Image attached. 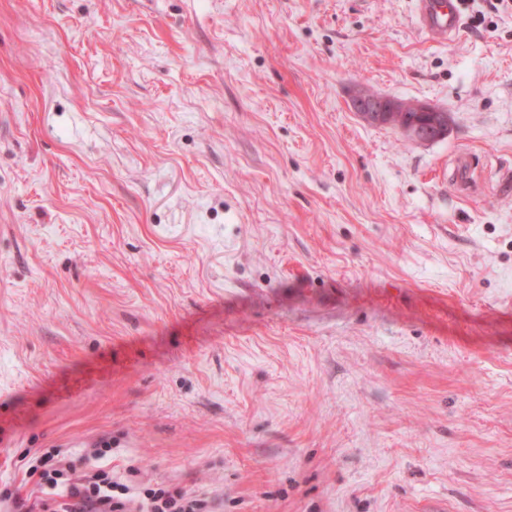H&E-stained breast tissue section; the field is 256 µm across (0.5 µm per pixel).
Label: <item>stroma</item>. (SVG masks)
Listing matches in <instances>:
<instances>
[{"label":"stroma","mask_w":512,"mask_h":512,"mask_svg":"<svg viewBox=\"0 0 512 512\" xmlns=\"http://www.w3.org/2000/svg\"><path fill=\"white\" fill-rule=\"evenodd\" d=\"M102 442L216 512H512V13L0 0V489ZM419 27L434 41H444L459 32L455 0H417ZM352 106L360 118L369 124L389 123L396 118L399 130L417 142L429 143L448 134V113L425 102L397 101L360 89L352 97ZM414 112L428 113L431 116V126L423 127L404 122L402 116L406 113L409 118L416 117L421 122L425 121ZM390 126L398 130L395 124Z\"/></svg>","instance_id":"1"}]
</instances>
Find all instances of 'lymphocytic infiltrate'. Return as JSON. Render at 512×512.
I'll use <instances>...</instances> for the list:
<instances>
[{"mask_svg":"<svg viewBox=\"0 0 512 512\" xmlns=\"http://www.w3.org/2000/svg\"><path fill=\"white\" fill-rule=\"evenodd\" d=\"M32 471L41 490L33 503L22 504L7 490L0 502L16 512H212L207 497L177 487H135L103 469L79 473L75 459L57 448L38 456Z\"/></svg>","mask_w":512,"mask_h":512,"instance_id":"1","label":"lymphocytic infiltrate"}]
</instances>
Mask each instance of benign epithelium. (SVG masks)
I'll return each instance as SVG.
<instances>
[{
	"label": "benign epithelium",
	"instance_id": "7a95c632",
	"mask_svg": "<svg viewBox=\"0 0 512 512\" xmlns=\"http://www.w3.org/2000/svg\"><path fill=\"white\" fill-rule=\"evenodd\" d=\"M352 106L362 120L369 124H384L397 119L399 130L410 139L429 143L448 134V113L421 101H397L360 89L352 97ZM408 112H424L431 116V126L404 122Z\"/></svg>",
	"mask_w": 512,
	"mask_h": 512
}]
</instances>
